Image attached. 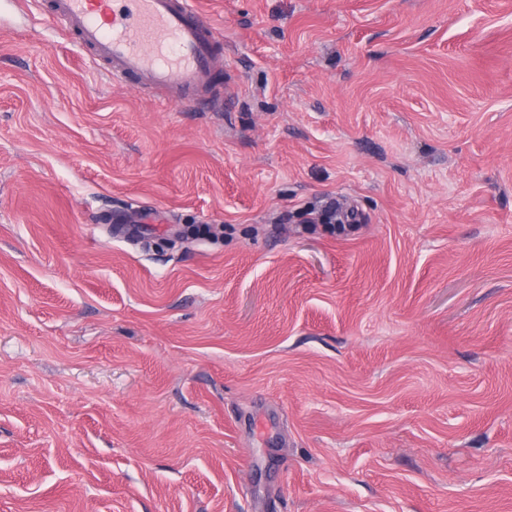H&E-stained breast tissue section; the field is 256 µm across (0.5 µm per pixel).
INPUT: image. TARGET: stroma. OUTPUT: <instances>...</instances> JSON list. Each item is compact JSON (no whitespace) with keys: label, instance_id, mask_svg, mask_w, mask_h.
<instances>
[{"label":"stroma","instance_id":"stroma-1","mask_svg":"<svg viewBox=\"0 0 512 512\" xmlns=\"http://www.w3.org/2000/svg\"><path fill=\"white\" fill-rule=\"evenodd\" d=\"M197 2L183 104L0 9V512H512V0Z\"/></svg>","mask_w":512,"mask_h":512}]
</instances>
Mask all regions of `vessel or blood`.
I'll list each match as a JSON object with an SVG mask.
<instances>
[{
    "mask_svg": "<svg viewBox=\"0 0 512 512\" xmlns=\"http://www.w3.org/2000/svg\"><path fill=\"white\" fill-rule=\"evenodd\" d=\"M50 16L113 80L166 90L174 102L211 85V27L195 0H53Z\"/></svg>",
    "mask_w": 512,
    "mask_h": 512,
    "instance_id": "vessel-or-blood-1",
    "label": "vessel or blood"
}]
</instances>
